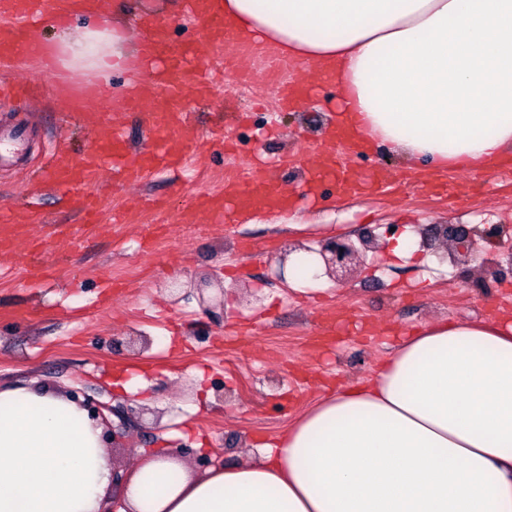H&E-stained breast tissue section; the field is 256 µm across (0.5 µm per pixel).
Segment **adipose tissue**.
Here are the masks:
<instances>
[{
	"label": "adipose tissue",
	"mask_w": 512,
	"mask_h": 512,
	"mask_svg": "<svg viewBox=\"0 0 512 512\" xmlns=\"http://www.w3.org/2000/svg\"><path fill=\"white\" fill-rule=\"evenodd\" d=\"M237 42L326 68L363 148L489 171L512 148V0H222ZM64 32L73 73L144 63L108 10ZM103 426L68 393L0 386V512H512V317L435 320L304 411L260 461L158 455L113 486Z\"/></svg>",
	"instance_id": "ef3b65f1"
}]
</instances>
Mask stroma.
I'll return each instance as SVG.
<instances>
[{"label": "stroma", "instance_id": "35a3bbf8", "mask_svg": "<svg viewBox=\"0 0 512 512\" xmlns=\"http://www.w3.org/2000/svg\"><path fill=\"white\" fill-rule=\"evenodd\" d=\"M117 14L126 23L153 16L172 47L193 45L221 81L209 102L185 99L188 160L140 184L102 180L104 209L85 225L55 193L40 191L31 172L53 150L85 151L91 126L68 118L66 88H52L32 59L0 63V85L28 86L26 106L0 99V130L24 129L13 160L0 164V207L28 203L41 217L0 254L1 385L35 378L104 402L131 401L144 426L113 450L124 471H132L139 451L200 442L214 464L231 466L259 459V446L275 443L302 411L372 376L403 336L429 321L512 312V254L502 246L512 239V171L492 174L483 187L468 171L449 172L447 197L408 184L385 197L340 198L331 180L310 195L306 169L316 150L336 148L325 137L337 114L335 84L313 65L297 66L287 79L303 89V103L283 111L279 82L260 58L244 48L234 68H225V46L204 39L184 0H118ZM261 161L276 166L292 209L228 227L197 206L198 192L223 190ZM345 164L353 176L375 171L396 182L409 168L385 147L346 149ZM140 196L168 205L113 223L114 209ZM77 223L83 243L74 249L59 227ZM149 224L159 234L147 250ZM438 224L471 229L478 251L469 270L444 248L390 258L386 245L398 235L410 229L421 236ZM365 231L375 244L343 283L321 275L298 290L276 274L285 249L315 251L328 236L353 239ZM485 261L501 274L486 275ZM33 262L50 276L30 281ZM174 283L181 286L176 297ZM328 314L336 325L323 335ZM135 336L149 337L150 347L133 353L128 341Z\"/></svg>", "mask_w": 512, "mask_h": 512}]
</instances>
